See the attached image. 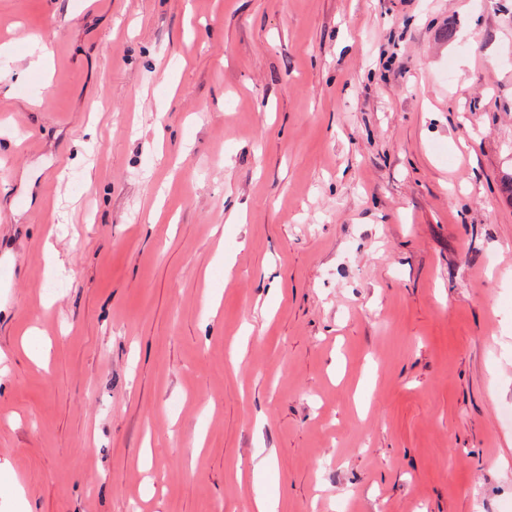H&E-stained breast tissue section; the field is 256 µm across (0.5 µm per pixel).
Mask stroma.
<instances>
[{
    "instance_id": "obj_1",
    "label": "stroma",
    "mask_w": 512,
    "mask_h": 512,
    "mask_svg": "<svg viewBox=\"0 0 512 512\" xmlns=\"http://www.w3.org/2000/svg\"><path fill=\"white\" fill-rule=\"evenodd\" d=\"M511 178L512 0H0V512H499Z\"/></svg>"
}]
</instances>
